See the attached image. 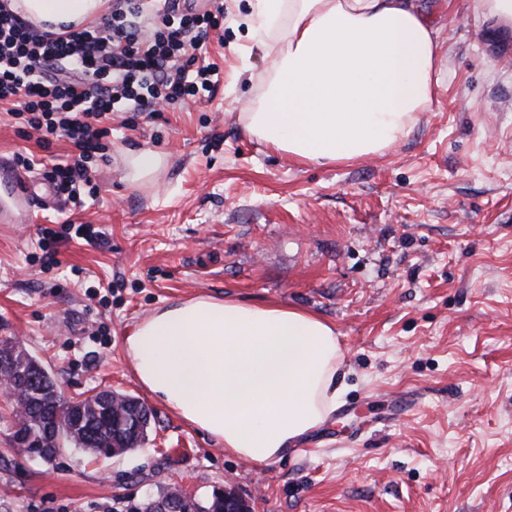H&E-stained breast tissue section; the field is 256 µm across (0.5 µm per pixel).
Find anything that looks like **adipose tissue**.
<instances>
[{
  "label": "adipose tissue",
  "instance_id": "1",
  "mask_svg": "<svg viewBox=\"0 0 512 512\" xmlns=\"http://www.w3.org/2000/svg\"><path fill=\"white\" fill-rule=\"evenodd\" d=\"M35 25H86L107 0H23ZM268 65L240 120L303 163L353 161L405 139L447 71L441 26L414 0H253ZM126 351L140 384L225 453L282 457L336 410L335 326L283 302L201 296L156 309Z\"/></svg>",
  "mask_w": 512,
  "mask_h": 512
}]
</instances>
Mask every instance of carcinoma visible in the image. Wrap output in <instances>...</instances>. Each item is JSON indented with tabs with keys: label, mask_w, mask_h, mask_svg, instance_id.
<instances>
[{
	"label": "carcinoma",
	"mask_w": 512,
	"mask_h": 512,
	"mask_svg": "<svg viewBox=\"0 0 512 512\" xmlns=\"http://www.w3.org/2000/svg\"><path fill=\"white\" fill-rule=\"evenodd\" d=\"M3 371L14 378L22 388L28 418L20 424L17 434L23 442L17 453L28 458L39 455L45 448H62L72 445L100 455H112V449L130 450L143 445L148 438L150 409L141 401L127 400L125 406H113L114 400L99 401L93 408H84L81 417L74 420L64 409V402L53 383L43 374V367L27 353L5 345ZM57 422L59 433L47 436L46 425ZM243 512L246 504L234 495H229V504L224 498L214 497L203 506L191 501L187 512Z\"/></svg>",
	"instance_id": "obj_1"
}]
</instances>
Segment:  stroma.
Listing matches in <instances>:
<instances>
[{
    "mask_svg": "<svg viewBox=\"0 0 512 512\" xmlns=\"http://www.w3.org/2000/svg\"><path fill=\"white\" fill-rule=\"evenodd\" d=\"M207 45L212 96L112 119L98 192L73 208L46 181L25 224L0 223V342L18 343L69 397L101 388L153 412L139 448L68 447L52 462L10 448L0 392V512H130L173 484L253 512H512V30L476 0H418L448 38L429 111L384 154L298 163L248 135L256 92L252 0H222ZM0 105V165L41 147ZM160 152L151 182L122 151ZM90 224L101 238H80ZM198 295L281 301L336 327L345 392L330 419L261 466L224 453L137 380L125 351L157 307Z\"/></svg>",
    "mask_w": 512,
    "mask_h": 512,
    "instance_id": "35a3bbf8",
    "label": "stroma"
}]
</instances>
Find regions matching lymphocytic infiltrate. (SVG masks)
Masks as SVG:
<instances>
[{"mask_svg": "<svg viewBox=\"0 0 512 512\" xmlns=\"http://www.w3.org/2000/svg\"><path fill=\"white\" fill-rule=\"evenodd\" d=\"M223 24L220 5L112 0L98 23L52 32L36 27L19 0H0V103L42 136L73 144L76 155L44 177L81 204L114 113H154L216 90L219 69L201 51Z\"/></svg>", "mask_w": 512, "mask_h": 512, "instance_id": "1", "label": "lymphocytic infiltrate"}]
</instances>
